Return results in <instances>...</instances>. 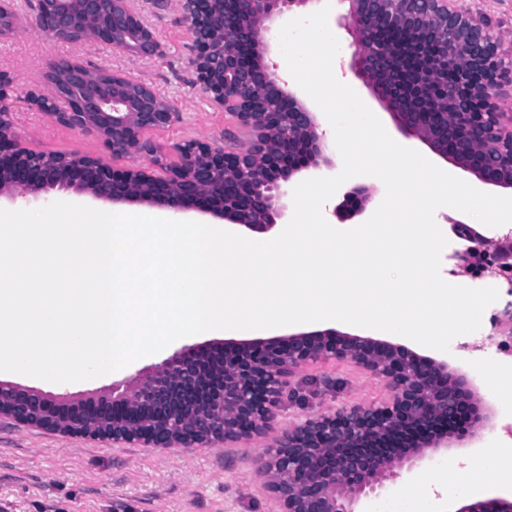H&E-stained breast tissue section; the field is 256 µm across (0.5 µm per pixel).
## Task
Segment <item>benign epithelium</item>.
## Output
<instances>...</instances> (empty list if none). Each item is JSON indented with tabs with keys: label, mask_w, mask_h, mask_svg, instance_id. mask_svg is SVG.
<instances>
[{
	"label": "benign epithelium",
	"mask_w": 512,
	"mask_h": 512,
	"mask_svg": "<svg viewBox=\"0 0 512 512\" xmlns=\"http://www.w3.org/2000/svg\"><path fill=\"white\" fill-rule=\"evenodd\" d=\"M312 0H178L191 32V67L201 89L252 129L255 141L227 152L193 141L178 147L180 163L163 177L116 170L88 156L33 152L20 143L10 112L14 77L0 72V198L15 200L73 190L114 203H141L174 212L197 209L263 232L280 215L293 175L334 164L319 123L266 60L269 22ZM451 0H349L356 32L350 68L361 71L398 129L425 143L482 183L512 191V113L494 99L502 69V37L485 17L456 10ZM42 32L73 43L93 42L143 59L161 54L154 32L130 0H30ZM432 18L448 39L434 49L417 42L403 52L378 33L402 19L412 27ZM20 29L10 0H0V37ZM48 91L31 94L40 114L96 136L114 156L157 147L147 138L180 118L147 86L129 91L118 73L81 62L53 61ZM372 199L366 187L346 192L334 208L346 221ZM465 241L453 254L455 277H492L512 297V236L493 240L448 219ZM500 350L512 349V300L491 318ZM353 363L384 378L392 398L316 414L282 432L258 458V470L280 512H356L383 479L412 467L429 450L448 447L449 427L468 421L470 434L488 419L466 375L448 363L389 341L334 329L222 348L184 347L143 368L112 393L71 402L0 380V419L62 435L107 438L130 448L174 451L237 443L274 429L287 378L310 362ZM456 512H512V498L462 504Z\"/></svg>",
	"instance_id": "7a95c632"
}]
</instances>
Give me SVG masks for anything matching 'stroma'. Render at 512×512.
Returning <instances> with one entry per match:
<instances>
[{
	"instance_id": "35a3bbf8",
	"label": "stroma",
	"mask_w": 512,
	"mask_h": 512,
	"mask_svg": "<svg viewBox=\"0 0 512 512\" xmlns=\"http://www.w3.org/2000/svg\"><path fill=\"white\" fill-rule=\"evenodd\" d=\"M133 7L154 31L162 53L140 59L104 46L76 45L33 29L27 21V0H13L12 7L22 21L17 36L0 39V71L14 75L11 87L13 123L23 146L44 154H75L99 157L116 168L136 167L160 176L178 160V148L198 140L235 152L248 148L253 140L249 128L237 117L219 108L196 83L190 65L193 41L177 0L158 8L153 0H133ZM347 0H332L328 24L340 42L337 78L350 85L376 114L399 144L427 153L420 140L403 135L381 101L361 76L350 70L354 34L345 24ZM74 59L86 65L122 74L150 87L160 98L173 104L178 122L150 133L160 149L159 156L130 154L111 157L96 138L53 123L37 113L29 102L34 89H44V66L50 60ZM55 201L87 205L116 212L108 201L54 190L26 200L1 199L9 210L35 209ZM225 341L224 335L188 336L172 342L169 349L137 360L106 376L55 384L15 373L0 379L24 388L63 394L79 401L124 381L138 370L161 364L172 351L184 346ZM416 353L447 361L450 369L466 374L490 414L480 437L467 439L427 452L412 469L385 480L379 495L362 498L359 512H391L396 502L416 481L450 476L446 494L436 495L428 512H456L472 496H507L492 471H485L479 491H472L469 462L485 448L512 450V403L502 402L496 386L512 380V357L503 356L492 345H468L456 338L449 353L430 352L416 346ZM291 400L285 401L278 430H286L315 413H332L351 405L388 401L386 383L370 371L349 363H309L294 369L288 378ZM273 435L257 436L233 448H190L182 452H161L152 448H129L108 439L63 436L11 420L0 422V512H112L114 501L129 503L134 512H279L280 506L258 472L255 457L272 444Z\"/></svg>"
}]
</instances>
